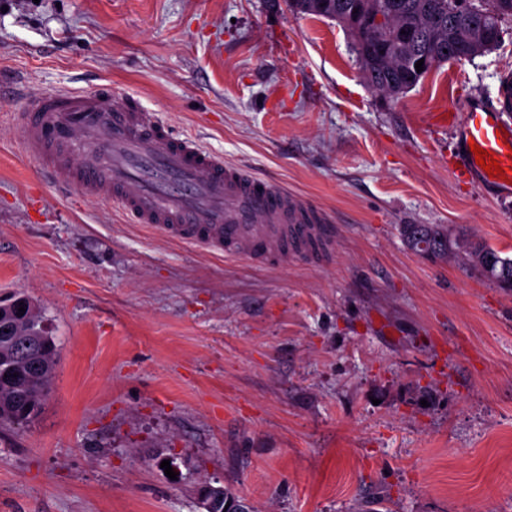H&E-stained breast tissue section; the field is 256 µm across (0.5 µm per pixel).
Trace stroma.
Wrapping results in <instances>:
<instances>
[{
  "label": "stroma",
  "instance_id": "1",
  "mask_svg": "<svg viewBox=\"0 0 512 512\" xmlns=\"http://www.w3.org/2000/svg\"><path fill=\"white\" fill-rule=\"evenodd\" d=\"M502 28L387 99L284 0H0V299L57 345L38 414L0 428V512H203L215 481L251 512H512V291L400 234L512 257V195L455 132L512 73ZM102 87L323 208L332 259L213 255L42 178L13 114Z\"/></svg>",
  "mask_w": 512,
  "mask_h": 512
}]
</instances>
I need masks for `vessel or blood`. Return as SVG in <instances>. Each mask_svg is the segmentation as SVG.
I'll list each match as a JSON object with an SVG mask.
<instances>
[{"label":"vessel or blood","instance_id":"vessel-or-blood-1","mask_svg":"<svg viewBox=\"0 0 512 512\" xmlns=\"http://www.w3.org/2000/svg\"><path fill=\"white\" fill-rule=\"evenodd\" d=\"M512 83L495 105L469 107L457 127L470 174L486 178L469 144L495 156L512 193ZM28 155L64 190L100 200L129 222L215 255L269 267L294 258L321 266L334 254L336 227L281 184L260 179L195 140L174 133L135 99L111 89L52 91L15 116Z\"/></svg>","mask_w":512,"mask_h":512}]
</instances>
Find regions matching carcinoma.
I'll list each match as a JSON object with an SVG mask.
<instances>
[{"mask_svg":"<svg viewBox=\"0 0 512 512\" xmlns=\"http://www.w3.org/2000/svg\"><path fill=\"white\" fill-rule=\"evenodd\" d=\"M485 14L456 13L453 0H376L377 11L389 20L388 28L371 37L367 57L362 64L369 84L380 93L391 81L418 84L422 76L410 66L421 55L441 59L471 58L472 46L483 25H499L512 19V0H477ZM406 25L417 28L415 40L407 45L398 41L399 30ZM427 233L440 239L441 249L436 257L461 253L480 276L497 285L504 268L500 251L482 241L454 235L443 224L420 225ZM25 307L19 314L14 305L0 303V326L9 329L0 335V422L21 425L35 415L49 388L56 370V345L44 326L42 313L23 293L13 296ZM31 343L34 358L41 364L40 372L27 382L17 373L25 370L26 359L19 346Z\"/></svg>","mask_w":512,"mask_h":512,"instance_id":"cac0c4a2","label":"carcinoma"}]
</instances>
